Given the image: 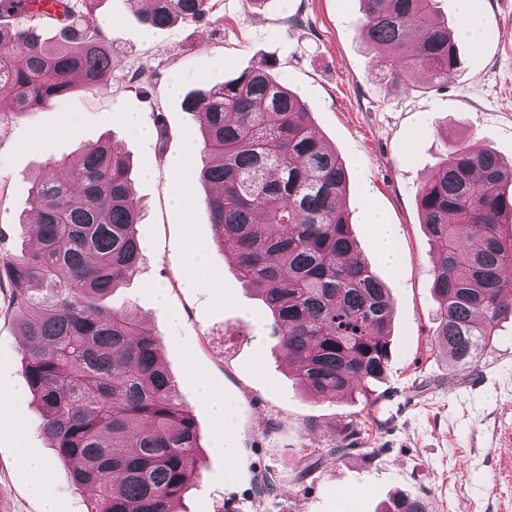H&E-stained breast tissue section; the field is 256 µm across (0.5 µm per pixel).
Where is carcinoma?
Returning <instances> with one entry per match:
<instances>
[{"instance_id":"cac0c4a2","label":"carcinoma","mask_w":512,"mask_h":512,"mask_svg":"<svg viewBox=\"0 0 512 512\" xmlns=\"http://www.w3.org/2000/svg\"><path fill=\"white\" fill-rule=\"evenodd\" d=\"M28 0H0V118L50 112L75 75L88 90L112 73V46L89 31L98 0H54L48 41ZM211 0H148L143 20L165 28L197 22ZM361 31L376 66L397 84L446 85L459 40L436 21L435 0H361ZM205 110L202 152L218 158L200 177L217 243L240 280L260 290L272 337L310 393L368 396L391 358L388 290L357 252L343 208L349 173L322 141L276 64L263 59L189 94ZM20 220L19 254L0 255V288L25 338V377L42 406V432L92 491L87 512H174L198 468L200 440L162 359V345L123 309L106 305L141 259L140 205L116 140L52 161ZM512 166L462 144L444 150L422 183L419 205L433 243L435 344L451 371L492 349L512 318ZM381 512H425L400 494Z\"/></svg>"}]
</instances>
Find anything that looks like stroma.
Listing matches in <instances>:
<instances>
[{"instance_id":"stroma-1","label":"stroma","mask_w":512,"mask_h":512,"mask_svg":"<svg viewBox=\"0 0 512 512\" xmlns=\"http://www.w3.org/2000/svg\"><path fill=\"white\" fill-rule=\"evenodd\" d=\"M474 5L483 38L466 47L455 78L444 88L410 90L376 67L358 31L359 0H264L259 7L211 0L201 21L162 30L141 22L129 0H102L97 20L112 42L111 81L92 91L75 85L53 111L0 120V250L10 253L27 239L18 222L50 160L109 139L130 158L144 261L108 304L135 312L162 341L179 399L202 437V466L178 512H336L338 493L356 486L368 491L362 512H377L399 492L420 498L426 512H512V322H503L492 350L471 368L485 376L482 387L437 392L395 431L373 432L368 402L318 399L298 385L274 346L267 307L216 242L199 163L183 173L169 166L187 142L202 139L203 122L187 109L186 95L259 59L275 60L349 172L344 206L363 255L391 293L392 355L375 392L447 373V354L433 338L432 249L418 190L449 143L487 148L512 164V0ZM130 112L154 126L153 137L128 132ZM183 182L188 198L177 208L171 197ZM369 209L397 237L395 264L375 249L363 219ZM197 249L216 287L195 282L186 256ZM23 344L0 289V512H42L28 491L33 476L20 462L23 449L49 464L59 512H84V490L39 428ZM203 380L211 395L200 393ZM263 475L274 489L260 497L255 485Z\"/></svg>"}]
</instances>
